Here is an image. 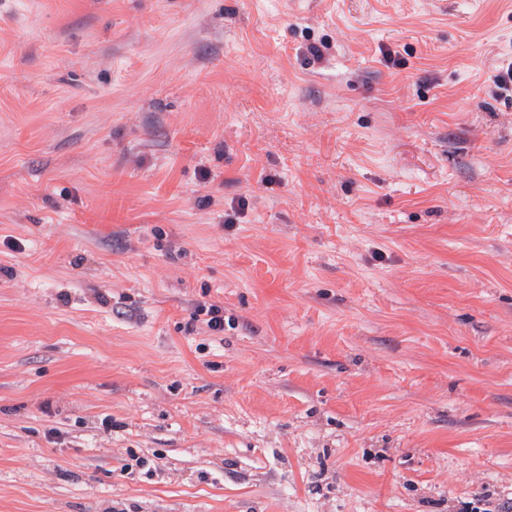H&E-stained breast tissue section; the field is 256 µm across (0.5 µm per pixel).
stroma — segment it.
I'll return each mask as SVG.
<instances>
[{
  "mask_svg": "<svg viewBox=\"0 0 512 512\" xmlns=\"http://www.w3.org/2000/svg\"><path fill=\"white\" fill-rule=\"evenodd\" d=\"M511 64L512 0H0V512H506Z\"/></svg>",
  "mask_w": 512,
  "mask_h": 512,
  "instance_id": "obj_1",
  "label": "stroma"
}]
</instances>
